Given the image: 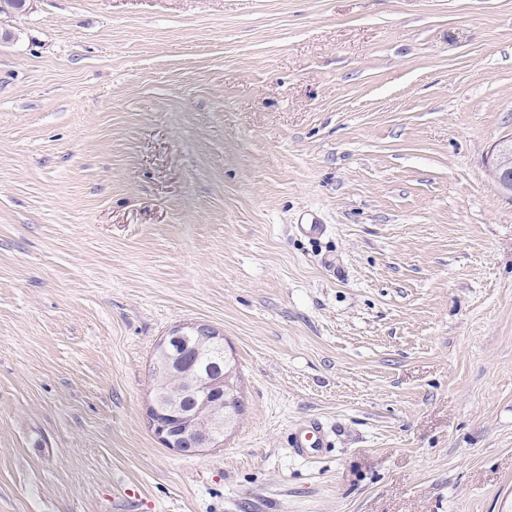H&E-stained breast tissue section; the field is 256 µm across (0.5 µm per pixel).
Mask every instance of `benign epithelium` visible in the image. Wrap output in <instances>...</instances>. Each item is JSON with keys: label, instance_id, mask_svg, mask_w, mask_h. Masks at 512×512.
<instances>
[{"label": "benign epithelium", "instance_id": "benign-epithelium-1", "mask_svg": "<svg viewBox=\"0 0 512 512\" xmlns=\"http://www.w3.org/2000/svg\"><path fill=\"white\" fill-rule=\"evenodd\" d=\"M195 341L194 349L226 352L224 335L204 323L179 326L159 341L160 366L181 379L175 393L153 392L147 422L154 435L170 451L195 454L213 448L224 434V380L233 371L213 377L181 364L175 344Z\"/></svg>", "mask_w": 512, "mask_h": 512}]
</instances>
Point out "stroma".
Instances as JSON below:
<instances>
[{"label":"stroma","instance_id":"35a3bbf8","mask_svg":"<svg viewBox=\"0 0 512 512\" xmlns=\"http://www.w3.org/2000/svg\"><path fill=\"white\" fill-rule=\"evenodd\" d=\"M0 28V512H512V0H30ZM193 322L245 410L178 455L149 365ZM315 418L334 447L292 456Z\"/></svg>","mask_w":512,"mask_h":512}]
</instances>
